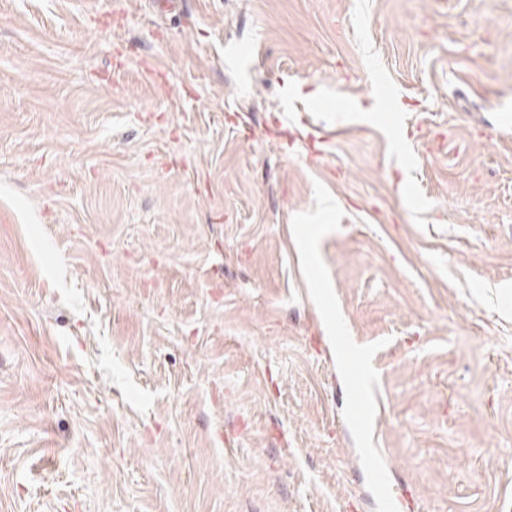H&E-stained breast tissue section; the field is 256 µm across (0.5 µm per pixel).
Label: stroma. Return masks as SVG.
Here are the masks:
<instances>
[{
    "instance_id": "35a3bbf8",
    "label": "stroma",
    "mask_w": 512,
    "mask_h": 512,
    "mask_svg": "<svg viewBox=\"0 0 512 512\" xmlns=\"http://www.w3.org/2000/svg\"><path fill=\"white\" fill-rule=\"evenodd\" d=\"M173 3L0 0V512H512V0Z\"/></svg>"
}]
</instances>
